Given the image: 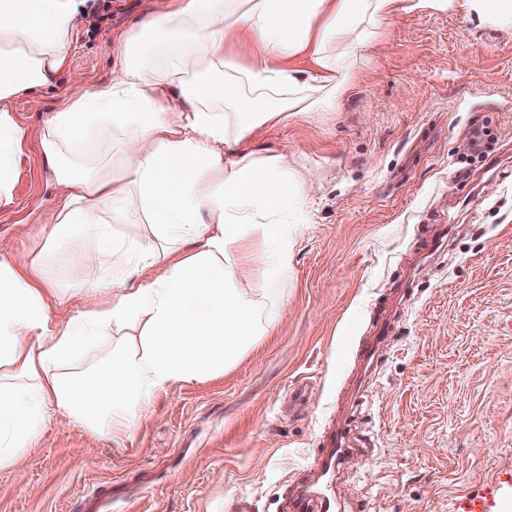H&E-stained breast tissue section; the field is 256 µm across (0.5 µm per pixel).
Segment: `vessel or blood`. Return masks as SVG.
I'll return each mask as SVG.
<instances>
[{"mask_svg": "<svg viewBox=\"0 0 512 512\" xmlns=\"http://www.w3.org/2000/svg\"><path fill=\"white\" fill-rule=\"evenodd\" d=\"M358 453L350 427L338 423L327 435L321 450L320 481L295 495L292 512H341L342 504L334 495L332 485L344 464Z\"/></svg>", "mask_w": 512, "mask_h": 512, "instance_id": "1", "label": "vessel or blood"}]
</instances>
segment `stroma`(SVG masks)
Returning a JSON list of instances; mask_svg holds the SVG:
<instances>
[{"mask_svg":"<svg viewBox=\"0 0 512 512\" xmlns=\"http://www.w3.org/2000/svg\"><path fill=\"white\" fill-rule=\"evenodd\" d=\"M152 0L78 13L66 67L15 98L24 131L12 201L0 205V259L32 261L41 213L60 199L44 122L69 75L112 81L103 40L144 20ZM492 138L465 149L471 127ZM287 155L318 186L295 226L278 323L223 373L158 393L132 437L96 435L55 413L21 471H0V512H289L310 482L320 436L352 413L361 456L339 500L371 512H512V28L455 10L403 12L330 111L267 127L250 144ZM447 240L425 256L442 225ZM44 274L63 323L83 311L79 267ZM383 310L390 344L355 389L356 351ZM307 385L304 400L290 391Z\"/></svg>","mask_w":512,"mask_h":512,"instance_id":"1","label":"stroma"}]
</instances>
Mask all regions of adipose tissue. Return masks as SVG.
Segmentation results:
<instances>
[{"instance_id": "ef3b65f1", "label": "adipose tissue", "mask_w": 512, "mask_h": 512, "mask_svg": "<svg viewBox=\"0 0 512 512\" xmlns=\"http://www.w3.org/2000/svg\"><path fill=\"white\" fill-rule=\"evenodd\" d=\"M450 8L512 26V0H166L108 38L111 83L74 87L43 127V150L71 192L41 216V263L0 260V470L19 469L59 411L92 432L132 436L157 393L222 370L275 327L288 218L314 185L287 156L248 150L250 138L289 113L334 108L383 21ZM76 12L75 0H0V205L24 139L7 105L63 68ZM156 32L171 35L167 49ZM238 41L254 49L250 66L228 52ZM207 72L222 82L202 85ZM92 126L121 135L117 162L71 161ZM74 260L114 275L86 281L94 304L61 327L42 269ZM125 330L139 332L141 349L92 379L60 375L86 346Z\"/></svg>"}]
</instances>
